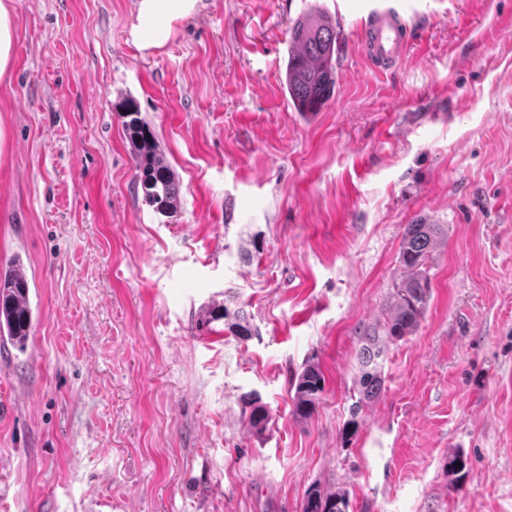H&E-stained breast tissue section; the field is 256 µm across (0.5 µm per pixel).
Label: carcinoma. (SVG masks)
Instances as JSON below:
<instances>
[{
  "mask_svg": "<svg viewBox=\"0 0 512 512\" xmlns=\"http://www.w3.org/2000/svg\"><path fill=\"white\" fill-rule=\"evenodd\" d=\"M340 32L324 11L298 16L291 26L285 61V88L298 112H320L336 88V57ZM124 126L136 159V184L142 201L155 213L169 217L180 207V186L171 167L159 153L149 124L134 102H128ZM439 224L417 219L404 227L399 249L402 278L394 285L391 304L380 330L359 338L358 372L347 426L355 427L363 406L378 399L384 388V363L390 346L410 336L420 325L431 297L430 263L441 242ZM33 312L28 281L20 261H13L0 275V335L12 346L25 349L32 327ZM325 388L319 365H306L294 383L293 414L308 419L316 411ZM249 422L262 434L270 422L262 405L250 402ZM350 501L343 490L326 491L311 486L303 499L302 512H348Z\"/></svg>",
  "mask_w": 512,
  "mask_h": 512,
  "instance_id": "1",
  "label": "carcinoma"
}]
</instances>
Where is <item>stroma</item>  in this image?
Here are the masks:
<instances>
[{
  "instance_id": "1",
  "label": "stroma",
  "mask_w": 512,
  "mask_h": 512,
  "mask_svg": "<svg viewBox=\"0 0 512 512\" xmlns=\"http://www.w3.org/2000/svg\"><path fill=\"white\" fill-rule=\"evenodd\" d=\"M11 2L0 269L22 261L33 324L0 342V512H301L315 484L349 512H512V0H414L382 74L366 0H196L150 50L140 0ZM314 9L338 20L336 90L297 112L283 58ZM130 99L173 216L136 192ZM424 215L444 229L428 309L344 434L358 338ZM310 363L325 390L300 421ZM293 414L299 419H308L316 411L325 388V376L318 364H307L298 375L294 385Z\"/></svg>"
}]
</instances>
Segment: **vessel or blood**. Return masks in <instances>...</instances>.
<instances>
[{
    "label": "vessel or blood",
    "instance_id": "b4317fda",
    "mask_svg": "<svg viewBox=\"0 0 512 512\" xmlns=\"http://www.w3.org/2000/svg\"><path fill=\"white\" fill-rule=\"evenodd\" d=\"M362 33L372 71L384 73L396 68L414 41L403 0H370Z\"/></svg>",
    "mask_w": 512,
    "mask_h": 512
}]
</instances>
